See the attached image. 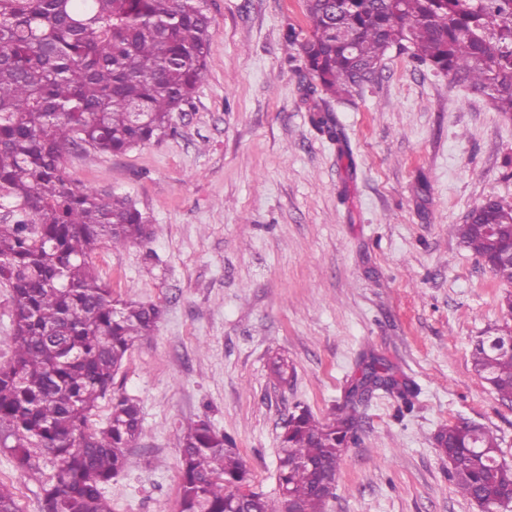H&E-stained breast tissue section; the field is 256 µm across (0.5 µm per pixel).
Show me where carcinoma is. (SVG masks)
I'll return each mask as SVG.
<instances>
[{"mask_svg":"<svg viewBox=\"0 0 512 512\" xmlns=\"http://www.w3.org/2000/svg\"><path fill=\"white\" fill-rule=\"evenodd\" d=\"M310 29L285 34L301 51L311 92L336 97L369 82L393 47L512 114V0H304ZM208 0H0V198L24 218L0 224V282L12 289L13 354L0 364V447L14 466L40 465L42 512H112L105 486L127 466L141 437L138 403L112 393L128 351L153 332L159 310L112 299L91 265L103 246L150 237L136 204L71 183L66 153L81 145L122 154L171 130L207 66ZM512 235V204L491 198L452 225L480 257ZM505 325L474 345V371L512 403V352L492 348ZM379 383L398 385L373 362ZM111 396L107 425L90 431L98 401ZM353 394L322 422L288 418L278 452L279 494L250 488L233 439L208 419L181 436L178 512H324L326 487L355 440ZM459 493L500 501L512 465L480 425L437 433Z\"/></svg>","mask_w":512,"mask_h":512,"instance_id":"cac0c4a2","label":"carcinoma"}]
</instances>
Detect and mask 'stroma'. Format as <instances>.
<instances>
[{
  "mask_svg": "<svg viewBox=\"0 0 512 512\" xmlns=\"http://www.w3.org/2000/svg\"><path fill=\"white\" fill-rule=\"evenodd\" d=\"M208 14L207 69L173 134L64 157L74 184L131 198L153 229L91 256L113 297L161 311L114 379L143 433L105 489L112 512H177L180 438L204 417L276 494L289 415L330 418L365 355L412 393L378 390L362 407L326 512H479L434 436L482 424L512 464V403L471 364L504 324L507 287L448 227L486 199L512 203V118L396 47L361 90L322 102L285 40L307 24L303 0H209ZM321 109L345 143L313 125ZM46 478L0 448L20 512H41Z\"/></svg>",
  "mask_w": 512,
  "mask_h": 512,
  "instance_id": "1",
  "label": "stroma"
}]
</instances>
